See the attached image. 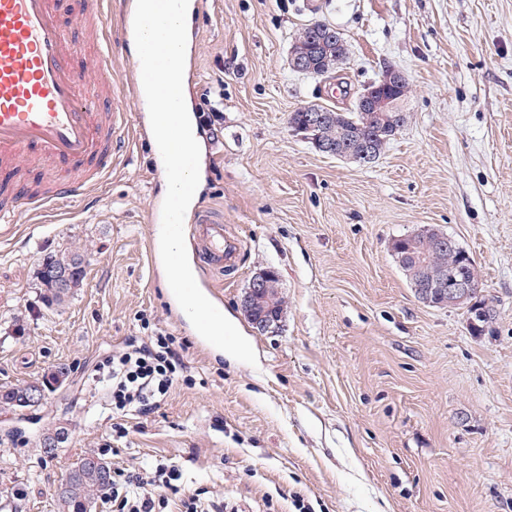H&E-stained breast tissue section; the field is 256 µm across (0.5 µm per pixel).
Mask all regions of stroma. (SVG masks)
<instances>
[{"label":"stroma","instance_id":"obj_1","mask_svg":"<svg viewBox=\"0 0 512 512\" xmlns=\"http://www.w3.org/2000/svg\"><path fill=\"white\" fill-rule=\"evenodd\" d=\"M194 112L203 127L199 203L223 209L241 248L213 270L184 228L197 284L231 312L257 366L217 355L171 304L149 215L165 168L135 96L112 173L94 197L0 236V386L69 366L68 381L18 418L0 410V501L59 512L55 489L84 450L113 467L179 468L227 512H512V0H198ZM332 24L347 53L334 78L297 72L300 28ZM392 66L407 77L405 123L371 164L319 152L288 125L309 105L353 107ZM426 228L476 262L496 317L422 303L391 252ZM88 245L82 288L44 307V255ZM279 275L283 312L257 331L251 278ZM22 328H15V320ZM175 338L193 386L147 415L114 414L97 364L154 329ZM66 428L55 455L45 424Z\"/></svg>","mask_w":512,"mask_h":512}]
</instances>
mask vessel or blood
Listing matches in <instances>:
<instances>
[{"instance_id":"1","label":"vessel or blood","mask_w":512,"mask_h":512,"mask_svg":"<svg viewBox=\"0 0 512 512\" xmlns=\"http://www.w3.org/2000/svg\"><path fill=\"white\" fill-rule=\"evenodd\" d=\"M93 37L80 56L65 32L61 11ZM112 0H0V234H9L19 210L40 215L59 203L89 196L112 171L123 147L128 94H141V75L112 74ZM46 159L70 171L66 180L38 178L29 189L17 166ZM198 227L204 254L216 270L232 266L240 250L224 233L223 211L198 206L188 218Z\"/></svg>"}]
</instances>
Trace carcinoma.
Wrapping results in <instances>:
<instances>
[{
	"label": "carcinoma",
	"mask_w": 512,
	"mask_h": 512,
	"mask_svg": "<svg viewBox=\"0 0 512 512\" xmlns=\"http://www.w3.org/2000/svg\"><path fill=\"white\" fill-rule=\"evenodd\" d=\"M321 21L311 22L301 29L295 38L300 48L316 50L317 34ZM288 124L311 142H320L336 150V155L364 144H373L383 151L387 143L399 132L397 113L390 112L383 118L376 112H327L325 120L316 130H308V113L296 111L288 115ZM394 257L410 255L416 258L425 279L462 277L473 284L481 283V275L474 259L465 249H452L437 243L427 231L401 237L393 241ZM88 252L75 246H66L48 253L38 270L37 280L40 298L48 308H59L73 298L86 275ZM69 368L53 366L37 380L42 390L53 392L68 378ZM28 385H16L0 389V409L23 412L37 407L26 399ZM104 463V469L88 466L93 460ZM112 485V467L99 453L86 450L74 463L66 477V488L57 494L60 512H86V507L97 508L103 502Z\"/></svg>",
	"instance_id": "1"
}]
</instances>
